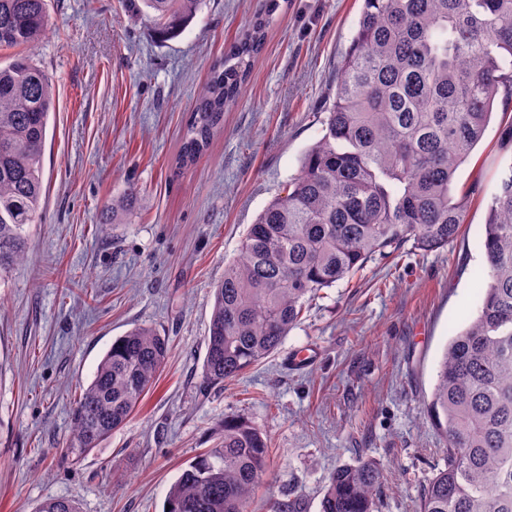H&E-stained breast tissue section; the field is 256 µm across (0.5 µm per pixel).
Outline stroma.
I'll list each match as a JSON object with an SVG mask.
<instances>
[{
	"label": "stroma",
	"mask_w": 512,
	"mask_h": 512,
	"mask_svg": "<svg viewBox=\"0 0 512 512\" xmlns=\"http://www.w3.org/2000/svg\"><path fill=\"white\" fill-rule=\"evenodd\" d=\"M278 8L224 127L177 169L181 136L210 66L253 17ZM362 0H203L191 24L159 40L121 0H49V26L25 55L51 77L44 203L29 253L0 285V512L44 499L81 512H162L168 488L213 447L228 416L271 449L250 512L270 499L320 512L337 466L373 459L380 512H412L442 440L427 413L443 349L479 306L488 204L512 153L495 113L454 192L478 185L463 232L431 252L404 245L362 276L323 289L278 350L223 388L204 387L211 290L248 226L285 195L322 135ZM128 224L102 220L127 184ZM93 297H86V290ZM136 326L168 337L157 385L120 429L73 463L71 407L113 340ZM310 365L288 359L307 348Z\"/></svg>",
	"instance_id": "stroma-1"
}]
</instances>
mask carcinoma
Here are the masks:
<instances>
[{
    "instance_id": "1",
    "label": "carcinoma",
    "mask_w": 512,
    "mask_h": 512,
    "mask_svg": "<svg viewBox=\"0 0 512 512\" xmlns=\"http://www.w3.org/2000/svg\"><path fill=\"white\" fill-rule=\"evenodd\" d=\"M163 38L180 35L201 0H128ZM322 136L305 152L286 195L272 199L213 287L203 361L217 387L273 354L324 288L401 245L430 252L467 223L473 188L452 184L491 121L512 104V0H362ZM270 11L212 67L196 95L177 156L188 167L224 123L265 43ZM47 27V0H0V48L32 46ZM54 107L51 78L26 55L0 66V279L23 261L43 203V150ZM140 193L130 184L104 206L124 224ZM477 316L450 337L427 404L446 463L413 512H512V163L488 206ZM165 337L135 327L117 337L75 399L64 451L74 460L121 428L154 389ZM270 465L263 433L227 417L216 446L184 468L169 512H249ZM374 460L338 467L320 512H377ZM36 512H80L67 498Z\"/></svg>"
}]
</instances>
